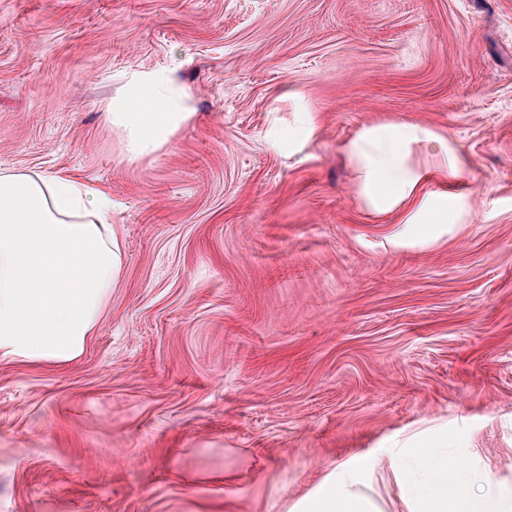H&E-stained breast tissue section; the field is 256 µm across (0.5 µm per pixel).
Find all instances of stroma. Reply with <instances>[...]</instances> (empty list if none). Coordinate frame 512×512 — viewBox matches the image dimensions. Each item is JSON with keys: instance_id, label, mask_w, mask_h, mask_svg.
Returning a JSON list of instances; mask_svg holds the SVG:
<instances>
[{"instance_id": "stroma-1", "label": "stroma", "mask_w": 512, "mask_h": 512, "mask_svg": "<svg viewBox=\"0 0 512 512\" xmlns=\"http://www.w3.org/2000/svg\"><path fill=\"white\" fill-rule=\"evenodd\" d=\"M174 74L130 161L103 112ZM422 124L465 223L402 245L360 131ZM0 167L112 196L123 269L82 352L0 356V512H416V452L512 496V0H0ZM192 114L187 94L171 74L135 73L107 105L104 120L119 132L125 157L135 160L169 143ZM368 508L362 501H343L327 494L314 502L309 512H367Z\"/></svg>"}]
</instances>
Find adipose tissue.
I'll return each instance as SVG.
<instances>
[{"label": "adipose tissue", "mask_w": 512, "mask_h": 512, "mask_svg": "<svg viewBox=\"0 0 512 512\" xmlns=\"http://www.w3.org/2000/svg\"><path fill=\"white\" fill-rule=\"evenodd\" d=\"M191 117L176 78L157 72L130 75L104 114L131 160L161 149ZM433 142L427 126L388 125L363 130L347 146L369 207L380 214L406 209V223L425 225L431 236L471 211L467 195L428 187L434 172H463L456 148L439 143L431 163H414L415 148ZM122 267L106 190L58 173L0 169V352L29 361L74 357ZM418 461L428 474L418 486L419 512H512L502 495L471 494L474 475L449 476L441 452L419 453Z\"/></svg>", "instance_id": "obj_1"}]
</instances>
